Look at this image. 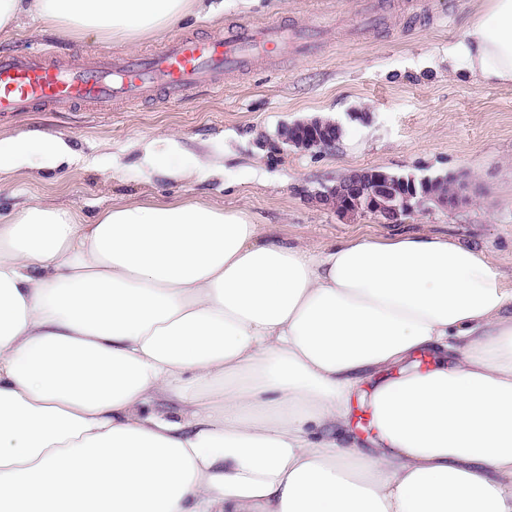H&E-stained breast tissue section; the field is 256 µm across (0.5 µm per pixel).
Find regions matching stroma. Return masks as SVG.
<instances>
[{"instance_id":"obj_1","label":"stroma","mask_w":512,"mask_h":512,"mask_svg":"<svg viewBox=\"0 0 512 512\" xmlns=\"http://www.w3.org/2000/svg\"><path fill=\"white\" fill-rule=\"evenodd\" d=\"M223 2L218 21L192 16L132 46L61 37L29 19L0 34V53L46 47L64 58L153 52L182 34L214 36L235 22L282 21L317 27L321 35L314 54L259 60L225 77L219 93L195 89L172 103L0 120L1 138L63 135L77 153L64 168L16 173L0 193V214L51 200L91 219L121 201L197 198L246 213L302 247L424 229L481 250L512 281V86L480 87L448 74V46L460 38L473 0ZM317 112L341 123L345 142L315 154L282 143V124ZM356 112L367 113L368 121L353 120ZM173 134L182 152H169ZM143 140L172 167L194 155L223 158L224 175L189 184L157 177L142 162L137 144ZM364 168L418 178L454 175L466 201L453 211L428 204L397 225L369 214L343 217L318 201L324 186Z\"/></svg>"}]
</instances>
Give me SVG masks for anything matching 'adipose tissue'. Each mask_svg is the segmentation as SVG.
Here are the masks:
<instances>
[{
  "instance_id": "adipose-tissue-1",
  "label": "adipose tissue",
  "mask_w": 512,
  "mask_h": 512,
  "mask_svg": "<svg viewBox=\"0 0 512 512\" xmlns=\"http://www.w3.org/2000/svg\"><path fill=\"white\" fill-rule=\"evenodd\" d=\"M449 74L512 85V0H475ZM215 0H0L135 43ZM62 137L0 138V191ZM368 398L369 448L348 436ZM0 512H512V287L426 232L288 244L201 200L0 216Z\"/></svg>"
}]
</instances>
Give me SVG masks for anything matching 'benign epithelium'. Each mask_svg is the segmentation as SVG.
<instances>
[{
  "instance_id": "1",
  "label": "benign epithelium",
  "mask_w": 512,
  "mask_h": 512,
  "mask_svg": "<svg viewBox=\"0 0 512 512\" xmlns=\"http://www.w3.org/2000/svg\"><path fill=\"white\" fill-rule=\"evenodd\" d=\"M338 122L326 123L312 118L295 121L289 127L296 130L294 138L282 141L302 152H321L336 146ZM434 180L397 177L384 170H365L355 179L324 187L318 193L321 204L333 206L346 215L371 214L384 224H397L401 217L426 208L432 201L441 207L455 209L463 202L461 193L446 198L433 194Z\"/></svg>"
}]
</instances>
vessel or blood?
<instances>
[{"instance_id": "1", "label": "vessel or blood", "mask_w": 512, "mask_h": 512, "mask_svg": "<svg viewBox=\"0 0 512 512\" xmlns=\"http://www.w3.org/2000/svg\"><path fill=\"white\" fill-rule=\"evenodd\" d=\"M315 43L301 30L270 22L227 26L211 38L182 35L142 56L86 54L61 58L51 50L0 54V114L108 112L119 102L157 94L179 99L203 85L221 91L224 74L240 70L255 51L310 53Z\"/></svg>"}]
</instances>
